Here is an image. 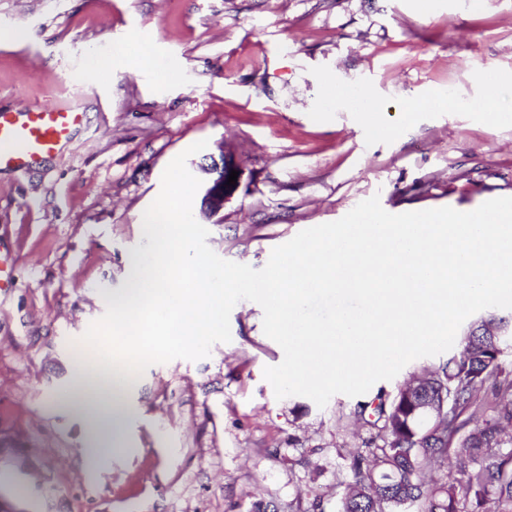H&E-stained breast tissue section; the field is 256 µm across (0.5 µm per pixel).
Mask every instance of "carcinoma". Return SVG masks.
<instances>
[{
  "mask_svg": "<svg viewBox=\"0 0 512 512\" xmlns=\"http://www.w3.org/2000/svg\"><path fill=\"white\" fill-rule=\"evenodd\" d=\"M496 314L467 326L427 388H398L358 404L368 436L348 450L351 480L336 512H512V380L501 378L512 337L488 333ZM466 478H435L447 461Z\"/></svg>",
  "mask_w": 512,
  "mask_h": 512,
  "instance_id": "1",
  "label": "carcinoma"
}]
</instances>
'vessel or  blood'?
Instances as JSON below:
<instances>
[{"instance_id": "vessel-or-blood-1", "label": "vessel or blood", "mask_w": 512, "mask_h": 512, "mask_svg": "<svg viewBox=\"0 0 512 512\" xmlns=\"http://www.w3.org/2000/svg\"><path fill=\"white\" fill-rule=\"evenodd\" d=\"M85 118L80 108L51 103L0 110V170H23L59 153Z\"/></svg>"}]
</instances>
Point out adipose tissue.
<instances>
[{"label": "adipose tissue", "instance_id": "adipose-tissue-1", "mask_svg": "<svg viewBox=\"0 0 512 512\" xmlns=\"http://www.w3.org/2000/svg\"><path fill=\"white\" fill-rule=\"evenodd\" d=\"M193 189L176 183L162 224H145L146 251L131 263L126 285L112 296L113 318L102 336L113 362L74 363L59 402L82 425L88 460L123 445L133 378L122 358L203 344L224 326V273L193 251Z\"/></svg>", "mask_w": 512, "mask_h": 512}]
</instances>
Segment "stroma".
<instances>
[{
  "label": "stroma",
  "mask_w": 512,
  "mask_h": 512,
  "mask_svg": "<svg viewBox=\"0 0 512 512\" xmlns=\"http://www.w3.org/2000/svg\"><path fill=\"white\" fill-rule=\"evenodd\" d=\"M28 31L27 39L8 32ZM150 47L149 65L127 59ZM123 53L81 79L89 56ZM501 93L484 102L482 80ZM53 102L87 122L72 150L0 172V512H335L356 398L276 399L281 347L238 302L231 340L149 366L131 450L84 467L56 398L73 348H99L174 180L228 155L240 191L207 227L221 258L273 248L379 196L389 213L512 197V0H0V108Z\"/></svg>",
  "instance_id": "obj_1"
}]
</instances>
